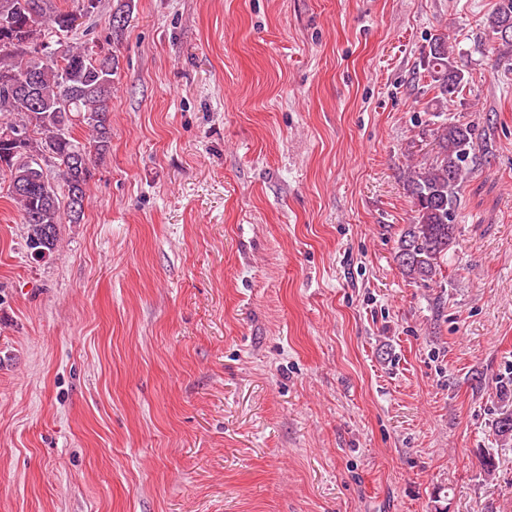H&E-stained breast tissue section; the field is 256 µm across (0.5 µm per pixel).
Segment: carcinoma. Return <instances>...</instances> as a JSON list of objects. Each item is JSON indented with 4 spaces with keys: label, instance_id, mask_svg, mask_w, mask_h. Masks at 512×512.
<instances>
[{
    "label": "carcinoma",
    "instance_id": "carcinoma-1",
    "mask_svg": "<svg viewBox=\"0 0 512 512\" xmlns=\"http://www.w3.org/2000/svg\"><path fill=\"white\" fill-rule=\"evenodd\" d=\"M36 4V12L28 5ZM127 0L113 13L115 36L125 26ZM74 10L57 0H0V183L7 186L26 224V247L40 258L57 249L59 224L84 217L91 168L72 166L75 153L104 156L112 141L107 120L118 58L65 42ZM489 27L499 39L512 29V0H498ZM424 77L436 90L435 106L467 83L438 35L429 44ZM434 155L411 172L413 215L398 240L396 259L411 280L435 282L456 243L463 183L476 162L474 125L444 119L434 130ZM58 171V185L40 165ZM493 433L512 440V410L501 407Z\"/></svg>",
    "mask_w": 512,
    "mask_h": 512
}]
</instances>
